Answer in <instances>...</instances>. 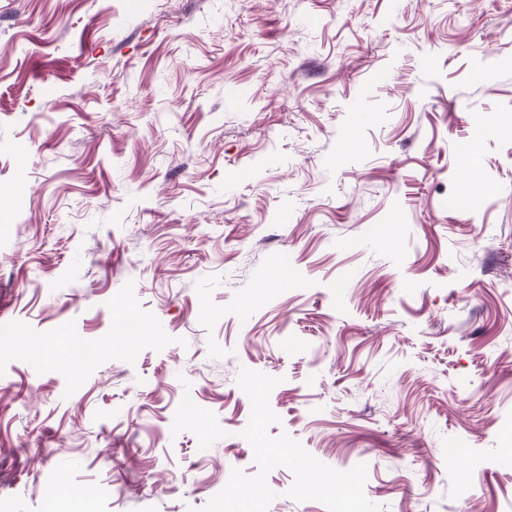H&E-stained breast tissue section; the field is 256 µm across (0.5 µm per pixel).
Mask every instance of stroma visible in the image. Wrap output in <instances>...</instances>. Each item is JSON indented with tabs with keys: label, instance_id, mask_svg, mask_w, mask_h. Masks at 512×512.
Here are the masks:
<instances>
[{
	"label": "stroma",
	"instance_id": "35a3bbf8",
	"mask_svg": "<svg viewBox=\"0 0 512 512\" xmlns=\"http://www.w3.org/2000/svg\"><path fill=\"white\" fill-rule=\"evenodd\" d=\"M506 456L512 0H0V512H512Z\"/></svg>",
	"mask_w": 512,
	"mask_h": 512
}]
</instances>
